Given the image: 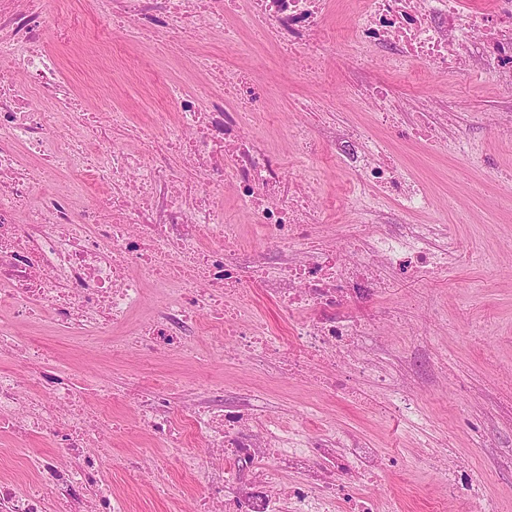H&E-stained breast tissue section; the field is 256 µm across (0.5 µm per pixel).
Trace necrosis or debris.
<instances>
[{"label":"necrosis or debris","instance_id":"obj_1","mask_svg":"<svg viewBox=\"0 0 512 512\" xmlns=\"http://www.w3.org/2000/svg\"><path fill=\"white\" fill-rule=\"evenodd\" d=\"M56 0H0V349L29 369L0 372V432L24 447L46 431L52 452L31 465L29 482L0 478V512H130L102 472L110 457L95 445L117 399L113 387L89 378L47 381L51 361L19 324L47 314L53 329L105 339L112 356L142 350H181L199 321L212 332V352H284L294 374L311 360L335 361L376 321L340 312L339 297L385 288L384 271L429 277L452 269L461 251L441 224H408L385 236L367 233L368 204L359 221L344 225L337 246H314L315 225L338 219L334 201H320L314 178L293 180L255 131L266 93L252 75L203 56L195 64L207 84L161 82L172 113L137 122L102 96L67 81L57 48L69 15H55ZM332 0H98V27L127 37L151 33L158 45L201 41L223 31L228 47L242 39V24L264 22L278 52L310 67L339 48L372 60L387 52L395 68L415 64V79L477 62L499 85L512 89V0L467 14L463 0H359L350 39L327 24ZM125 127L132 144L118 147L112 129ZM354 148L337 160L354 190L391 197L404 214L433 210L425 188L399 164L382 157L364 129L346 126ZM178 158L179 166L168 164ZM60 178L53 192L41 182ZM102 192L85 207L90 185ZM231 188L252 217L255 232L224 221L219 197ZM257 282L298 321L293 342L268 335L250 316L249 283ZM163 301L145 322H135L148 291ZM182 395L186 415L169 411ZM135 421L148 430L157 473L170 462L200 478L195 512H238L241 474L254 477L247 512H336L341 498L333 475L345 468L366 483L380 477L378 453L331 433L286 431L282 421L240 403L199 398L181 380L162 376L124 395ZM209 449L212 463L189 448ZM163 455H156V448ZM302 472L290 488L280 472ZM57 491L46 501L42 484Z\"/></svg>","mask_w":512,"mask_h":512}]
</instances>
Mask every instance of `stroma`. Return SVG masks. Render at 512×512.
Here are the masks:
<instances>
[{"mask_svg":"<svg viewBox=\"0 0 512 512\" xmlns=\"http://www.w3.org/2000/svg\"><path fill=\"white\" fill-rule=\"evenodd\" d=\"M245 43L230 51L218 37L178 42L159 56L140 39L126 48L115 45L108 56L91 51L67 56L63 66L67 76L106 91L114 74H123L129 97L169 111L172 103L153 93L157 79L184 77L196 53L204 51L253 73L268 90L265 111L282 113L286 122L296 121L298 102L315 104V127L338 122L374 129L378 103L363 91L371 83L387 85L398 122L378 137L436 201L434 214L408 221H445L463 259L450 272L424 279L390 272L383 294L343 302L349 312L380 322L377 335L363 342L374 367L398 374L399 391L375 380L372 371L349 372V386L367 398L360 405L316 387V379L329 373L328 364L312 361L308 376L294 377L270 355L211 358L210 376L223 383L226 398H267L293 426L309 411L319 430L376 448L386 463L381 481L369 485L339 470L335 478L344 499L371 497L379 512H475L478 500L486 499L494 512H512V149L500 140L501 127L512 122V95L491 75L463 76L454 69L415 85L394 75L380 55L370 63L330 57L321 75L313 76L270 47L261 31L248 32ZM430 107L450 120L439 126L435 140H415L414 122ZM266 141L287 156L292 175H315L321 197L338 199L346 220H358L362 205L347 195L329 147L307 165L281 129H268ZM454 143L465 144L466 153L452 152ZM391 313L397 317L392 324L386 321ZM31 334L56 357L66 379L91 370L121 387L133 378L148 381L154 373L186 384L198 374L197 363L175 351L103 361L98 349L80 347L47 326H36ZM52 446L49 434L25 448L0 435V475H26V458ZM108 478L129 498L131 512H191L199 491L194 477L174 466L156 480L147 461L137 478L117 468ZM452 480L458 485L453 494Z\"/></svg>","mask_w":512,"mask_h":512,"instance_id":"obj_1","label":"stroma"}]
</instances>
